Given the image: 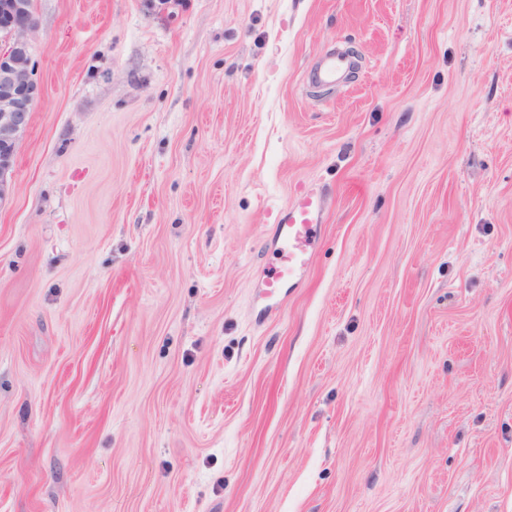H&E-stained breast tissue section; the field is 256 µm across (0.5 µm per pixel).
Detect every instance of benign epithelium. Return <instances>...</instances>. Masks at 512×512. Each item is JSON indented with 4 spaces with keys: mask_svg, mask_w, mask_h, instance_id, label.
<instances>
[{
    "mask_svg": "<svg viewBox=\"0 0 512 512\" xmlns=\"http://www.w3.org/2000/svg\"><path fill=\"white\" fill-rule=\"evenodd\" d=\"M36 29L30 0H0V205L13 194L17 146L40 97L31 55Z\"/></svg>",
    "mask_w": 512,
    "mask_h": 512,
    "instance_id": "7a95c632",
    "label": "benign epithelium"
}]
</instances>
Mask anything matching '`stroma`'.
<instances>
[{
  "mask_svg": "<svg viewBox=\"0 0 512 512\" xmlns=\"http://www.w3.org/2000/svg\"><path fill=\"white\" fill-rule=\"evenodd\" d=\"M0 512H512V0H34ZM345 82L306 73L327 48ZM326 201L261 314L281 208Z\"/></svg>",
  "mask_w": 512,
  "mask_h": 512,
  "instance_id": "1",
  "label": "stroma"
}]
</instances>
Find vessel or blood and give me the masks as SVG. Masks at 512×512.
<instances>
[{
  "mask_svg": "<svg viewBox=\"0 0 512 512\" xmlns=\"http://www.w3.org/2000/svg\"><path fill=\"white\" fill-rule=\"evenodd\" d=\"M350 65L347 57L327 54L312 68L310 79L323 87L336 86L342 72ZM324 215L325 203L315 195L298 196L283 209L274 231L276 263L262 281L270 300H277L282 289L304 282Z\"/></svg>",
  "mask_w": 512,
  "mask_h": 512,
  "instance_id": "1",
  "label": "vessel or blood"
}]
</instances>
